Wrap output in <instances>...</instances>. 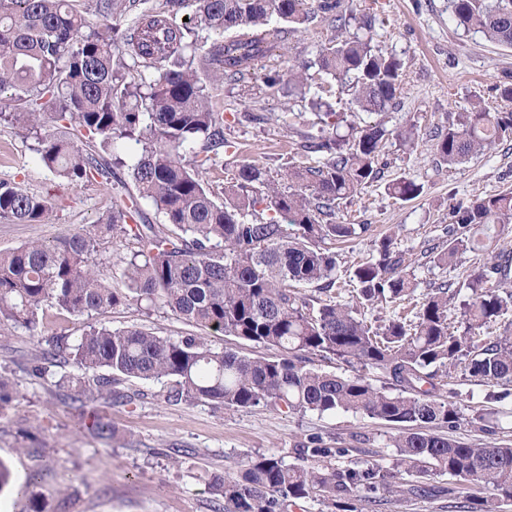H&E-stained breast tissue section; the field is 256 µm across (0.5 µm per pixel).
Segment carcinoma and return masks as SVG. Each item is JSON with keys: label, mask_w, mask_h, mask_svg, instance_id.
Listing matches in <instances>:
<instances>
[{"label": "carcinoma", "mask_w": 512, "mask_h": 512, "mask_svg": "<svg viewBox=\"0 0 512 512\" xmlns=\"http://www.w3.org/2000/svg\"><path fill=\"white\" fill-rule=\"evenodd\" d=\"M78 2L0 0V119L24 138L36 136L37 163L69 185L125 184L116 172L122 159L104 162L89 148L118 141L137 146L128 176L158 223L137 201L115 197L95 235L69 227L50 243L0 253V328L21 325L35 334L45 306L91 316L136 302L277 354L252 358L217 350L201 335L91 326L73 342L40 337L31 372L43 377L72 364L90 376L92 388L71 397L82 409L97 400L131 401L113 388L119 377L165 379L177 401L351 411L400 429L390 467L338 466L332 459L346 449L315 441L294 449L297 465L275 454L251 457L236 473L213 477L211 490L222 500L215 512H287L291 502L310 496L336 512H376L406 477L431 474L458 481L439 488L450 498L479 487L511 502L512 443L451 438L464 417L457 393L444 387L448 371L458 369L498 385L501 399L512 395V333L494 331L505 320L512 326V251L493 244L496 225L512 224V189L450 208L448 249L433 262L448 264L466 251L487 254L461 287L413 300L404 258L386 237L377 256L357 264V294L345 301L335 289L332 245L368 230L341 218L340 204L379 177L390 136L384 124L358 126L348 114L390 111L402 86L400 61L375 43L379 18L351 0H165L159 7L93 0V21ZM448 12L456 26L512 46V0H448ZM180 14L216 38L198 43L194 28L176 22ZM313 22L332 35L318 42L315 58L288 65V83L311 94L322 128L297 132L303 144L288 154L278 178L253 161H238L224 185L213 186L207 174L224 167L233 145L207 85L226 81L247 95L259 70L266 71V87L279 85L273 62L285 55L288 37ZM313 68L350 93L347 111L333 110L323 86L312 87ZM510 137L512 112H493L478 101L436 135L434 153L453 167ZM388 190L398 200L420 193L407 180ZM56 219L46 197L0 180L1 224ZM104 240L138 245L119 258L124 291L112 287V265L95 258ZM463 290L468 299L454 318L452 305ZM405 300L381 325L363 317L365 308ZM308 354L360 370L322 371L306 365ZM368 370L382 373L387 386H373ZM92 432L103 441L116 437L103 418Z\"/></svg>", "instance_id": "1"}]
</instances>
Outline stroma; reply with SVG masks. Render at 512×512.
Segmentation results:
<instances>
[{
    "instance_id": "stroma-1",
    "label": "stroma",
    "mask_w": 512,
    "mask_h": 512,
    "mask_svg": "<svg viewBox=\"0 0 512 512\" xmlns=\"http://www.w3.org/2000/svg\"><path fill=\"white\" fill-rule=\"evenodd\" d=\"M362 9L381 23L376 42L402 63L403 85L396 107L369 122L385 123L393 131L385 150L387 167L381 180L355 197L347 212L355 223L368 225L362 237L336 250L339 287L349 288L354 264L375 255L380 239L392 236L405 254L407 272L423 295L442 283H457L473 275L485 255L465 252L451 263L431 262L430 249H446L448 208L512 188V139L491 153L450 168L433 152L431 135L446 125L449 115L469 109L475 99L504 112L500 90L512 85V47L489 42L479 32L457 29L448 16V0H360ZM254 93L240 95L236 86L212 87L217 110L224 114V134L241 159L279 171L300 142L299 132L315 120L308 99L289 94L287 84L267 88L253 79ZM258 112L263 122L239 120L242 112ZM415 127L413 142L395 133ZM31 142L12 126L0 125V179L20 182L29 191L50 196L58 208L52 224H1L0 253L30 241L51 242L67 227L92 229L111 206L114 185L70 186L43 171ZM406 178L419 184L420 194L408 201L393 199L389 183ZM112 329L140 327L177 338L199 329L165 308L146 310L128 304L92 316L45 310L43 333L80 336L88 325ZM37 338L22 327L0 333V375L13 386V400L0 410V458L9 461L16 483L25 494L0 497V512H213L217 504L209 489L212 476L233 473L247 458L276 454L295 463L293 450L312 440L345 449L336 460L346 466L377 460L392 465L394 426L362 414L314 411L286 413L263 406L218 408L204 401H172L165 382L128 379L121 391L134 403L97 404L96 410L115 427L117 436L105 444L94 438L88 415L70 403L75 366L54 369L44 378L31 373ZM450 384L467 417L455 432L469 442L512 439V398L496 401L492 384L453 372ZM485 416L482 430L476 416ZM444 475L421 478L416 494L390 497L382 512H462L460 500L433 495L447 485Z\"/></svg>"
}]
</instances>
